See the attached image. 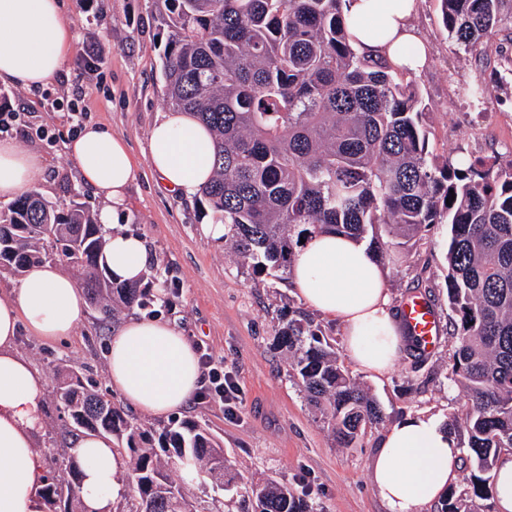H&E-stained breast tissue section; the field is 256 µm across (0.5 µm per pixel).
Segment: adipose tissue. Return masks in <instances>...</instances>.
<instances>
[{
	"label": "adipose tissue",
	"instance_id": "ef3b65f1",
	"mask_svg": "<svg viewBox=\"0 0 512 512\" xmlns=\"http://www.w3.org/2000/svg\"><path fill=\"white\" fill-rule=\"evenodd\" d=\"M63 0H0V81L21 87L55 78L74 46ZM415 0H350L352 41L372 58L423 69L427 50L410 23ZM82 183L106 205L97 221L108 228L104 262L113 279L134 282L148 256L142 238L111 232L127 204L138 168L125 141L87 124L64 144ZM44 164L14 141H0V200L30 189ZM148 164L164 186L191 197L213 174L210 131L190 115L171 112L150 130ZM299 299L337 319L349 357L365 372L386 373L401 344L382 266L363 243L334 234L309 237L291 274ZM86 317L84 294L58 267L30 268L11 295L0 297V512H43L44 459L36 448L42 429L46 381L18 355L20 331L47 339L73 335ZM109 381L133 409L166 417L183 408L200 385L195 350L173 324L132 318L112 333L107 351ZM72 453L83 470L87 512H110L122 490L126 459L102 435L79 437ZM461 454L453 435L431 417L410 416L393 424L376 450L370 480L387 512H422L452 485Z\"/></svg>",
	"mask_w": 512,
	"mask_h": 512
}]
</instances>
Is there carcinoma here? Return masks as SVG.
<instances>
[{
    "instance_id": "1",
    "label": "carcinoma",
    "mask_w": 512,
    "mask_h": 512,
    "mask_svg": "<svg viewBox=\"0 0 512 512\" xmlns=\"http://www.w3.org/2000/svg\"><path fill=\"white\" fill-rule=\"evenodd\" d=\"M166 31L164 101L207 125L211 180L199 202L254 275L290 274L300 238L348 235L378 263L405 242L446 224L450 380L467 393L461 409L473 470L440 512H478L492 496L497 457L512 452V160L428 151L425 104L409 69L360 54L351 43L348 0H155ZM448 38L477 56L512 29V0H440ZM479 101L493 88L471 82ZM455 197L448 203L446 199ZM106 239L93 213L65 212L37 191L0 208V267L17 273L58 258L75 269L89 302L119 320L149 289L115 282L103 262ZM291 378L342 447L383 421L376 399L354 378L313 320L294 311L275 336ZM54 393L80 434L104 432L129 455L124 512H215L172 470L222 489L236 484L255 512H309L287 485L254 483L233 470L213 435L194 421L152 430L68 371ZM42 488L45 512H84L82 472L69 456Z\"/></svg>"
}]
</instances>
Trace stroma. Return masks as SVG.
<instances>
[{"mask_svg":"<svg viewBox=\"0 0 512 512\" xmlns=\"http://www.w3.org/2000/svg\"><path fill=\"white\" fill-rule=\"evenodd\" d=\"M64 12L76 44L54 83L26 89L0 82V97H8L11 111L19 115L8 135L21 147L44 153L47 164L33 183L46 199L63 206L76 189L93 211L101 201L82 185L63 150L75 133L71 112H81L83 121L104 125L126 142L140 174L129 188L128 209L117 229L145 239L155 288L153 302L133 314L173 322L193 346L222 358L243 397L234 417L225 414L219 399L192 398L178 420L206 427L242 473L255 481L271 477L288 484L314 512H385L369 480L385 427L416 414L444 421L465 401L464 391L448 378L452 351L447 337H440L418 367L405 351L380 377L349 365L351 375L376 397L384 423L353 447L335 446L290 378L285 353L273 347L282 318L303 307L290 282L254 277L225 242L203 234L211 212L195 199L166 194L147 166L149 132L167 110L161 63L165 36L153 0H64ZM411 24L429 53L427 66L411 78L427 104L430 151L512 158V74L506 70L512 62V32H500L497 51L478 61L450 42L438 0H417ZM475 80L493 85L492 95L478 102L465 97L462 86ZM447 240V226L436 225L408 243L402 263L385 268L393 305L413 293L426 295L443 327L448 324ZM111 335V326L91 308L72 336L50 341L23 331L15 348L46 379L60 370L83 373L121 408L125 402L108 382ZM42 421L40 446L70 454L67 419L50 391Z\"/></svg>","mask_w":512,"mask_h":512,"instance_id":"35a3bbf8","label":"stroma"}]
</instances>
